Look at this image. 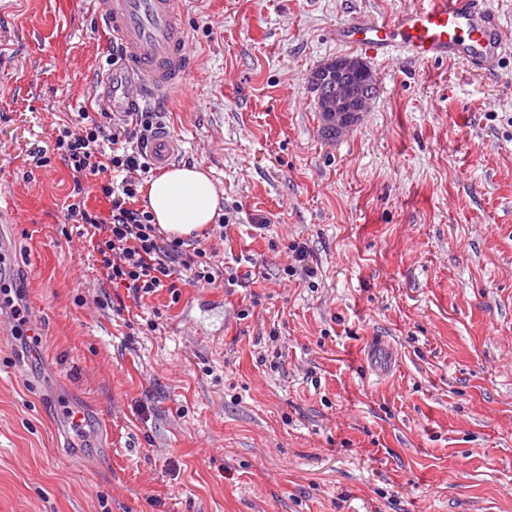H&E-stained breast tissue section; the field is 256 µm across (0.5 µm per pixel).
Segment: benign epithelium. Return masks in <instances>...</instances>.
I'll list each match as a JSON object with an SVG mask.
<instances>
[{"instance_id": "benign-epithelium-1", "label": "benign epithelium", "mask_w": 512, "mask_h": 512, "mask_svg": "<svg viewBox=\"0 0 512 512\" xmlns=\"http://www.w3.org/2000/svg\"><path fill=\"white\" fill-rule=\"evenodd\" d=\"M308 82L316 91L319 110L327 124L341 131L353 127L372 100L375 79L356 57L339 56L316 68Z\"/></svg>"}]
</instances>
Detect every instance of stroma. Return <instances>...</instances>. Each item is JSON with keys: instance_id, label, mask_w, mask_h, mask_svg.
Returning a JSON list of instances; mask_svg holds the SVG:
<instances>
[{"instance_id": "stroma-1", "label": "stroma", "mask_w": 512, "mask_h": 512, "mask_svg": "<svg viewBox=\"0 0 512 512\" xmlns=\"http://www.w3.org/2000/svg\"><path fill=\"white\" fill-rule=\"evenodd\" d=\"M418 2L178 0L196 65L146 109L223 190L213 246L248 283L175 303L109 286L67 218L58 127L99 112L112 58L92 0H0V279L41 335L0 308V512H512V54L491 79L369 60L332 140L308 84L347 53L331 28ZM80 407L102 424L66 454ZM13 293V295H12ZM2 300L12 306L13 316L15 320L14 333L21 341L25 342L31 347H37L40 343L38 334L27 336L29 330H32L28 325V318L26 309L19 304L21 298L20 288H12L10 285L0 286V303ZM395 362L393 349L386 341L375 343L368 353V364L373 371L388 372Z\"/></svg>"}]
</instances>
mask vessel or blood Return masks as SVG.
Segmentation results:
<instances>
[{
    "instance_id": "1",
    "label": "vessel or blood",
    "mask_w": 512,
    "mask_h": 512,
    "mask_svg": "<svg viewBox=\"0 0 512 512\" xmlns=\"http://www.w3.org/2000/svg\"><path fill=\"white\" fill-rule=\"evenodd\" d=\"M94 19L122 49L120 64L103 71L97 86L104 111L116 116L183 87L193 61L188 32L177 18L178 0H93ZM331 40L371 58L400 54L414 62L460 60L471 71L494 74L512 51L500 24L482 0H429L428 6L387 19L355 15L329 33ZM179 148L176 137L159 133L148 145L151 162L168 167ZM395 362L391 345L380 341L368 353L373 371Z\"/></svg>"
}]
</instances>
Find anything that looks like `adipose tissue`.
I'll return each instance as SVG.
<instances>
[{
	"label": "adipose tissue",
	"instance_id": "1",
	"mask_svg": "<svg viewBox=\"0 0 512 512\" xmlns=\"http://www.w3.org/2000/svg\"><path fill=\"white\" fill-rule=\"evenodd\" d=\"M148 209L171 237L184 238L213 222L222 198L211 177L198 166L173 167L147 188Z\"/></svg>",
	"mask_w": 512,
	"mask_h": 512
}]
</instances>
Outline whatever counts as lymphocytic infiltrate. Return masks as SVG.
<instances>
[{"mask_svg": "<svg viewBox=\"0 0 512 512\" xmlns=\"http://www.w3.org/2000/svg\"><path fill=\"white\" fill-rule=\"evenodd\" d=\"M161 125L156 112L137 110L110 124L82 111L75 126L60 128L55 149L77 175L67 216L94 235V250L107 282L130 289L137 300L165 289L176 302L181 297L179 284L211 287L224 280L233 286L238 276L218 264L215 252L201 247L189 251L183 240L163 238L151 213L132 207L143 176L152 170L146 144ZM108 170L119 178L99 186L111 204L105 223L87 208L89 188L82 178Z\"/></svg>", "mask_w": 512, "mask_h": 512, "instance_id": "f902f5d3", "label": "lymphocytic infiltrate"}]
</instances>
